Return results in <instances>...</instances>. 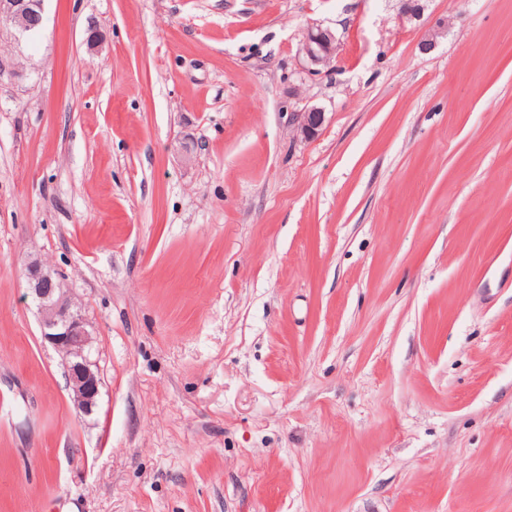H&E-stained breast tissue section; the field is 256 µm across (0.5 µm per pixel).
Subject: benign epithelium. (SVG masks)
I'll return each instance as SVG.
<instances>
[{"mask_svg": "<svg viewBox=\"0 0 512 512\" xmlns=\"http://www.w3.org/2000/svg\"><path fill=\"white\" fill-rule=\"evenodd\" d=\"M45 0H0V20L21 34L44 26ZM305 68L312 74L322 73L336 55V35L320 26H311L303 34L299 47ZM297 135L315 139L326 120V112L316 106H304L292 112ZM28 284L38 302L41 336L62 355L68 385L78 409L90 413L96 405L101 385L97 362L90 357L91 332L63 277L34 260L28 266Z\"/></svg>", "mask_w": 512, "mask_h": 512, "instance_id": "1", "label": "benign epithelium"}]
</instances>
